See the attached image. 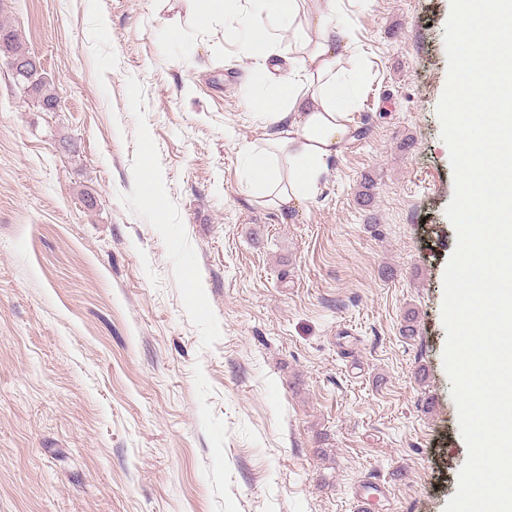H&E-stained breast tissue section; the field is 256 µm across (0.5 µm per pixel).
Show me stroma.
<instances>
[{"mask_svg":"<svg viewBox=\"0 0 512 512\" xmlns=\"http://www.w3.org/2000/svg\"><path fill=\"white\" fill-rule=\"evenodd\" d=\"M269 0H0V512H444L467 450L443 366L456 237L436 106L450 0H338L354 134L256 204ZM372 182L373 201L359 195ZM414 317L416 332L402 328ZM0 51L7 55L9 61L19 57H31L18 42L16 34L2 23H0ZM15 81L19 85L26 86V89L35 93L40 105L43 101L58 99L50 84L39 78L38 71L31 72L28 78H22Z\"/></svg>","mask_w":512,"mask_h":512,"instance_id":"obj_1","label":"stroma"}]
</instances>
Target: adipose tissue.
I'll use <instances>...</instances> for the list:
<instances>
[{"instance_id":"ef3b65f1","label":"adipose tissue","mask_w":512,"mask_h":512,"mask_svg":"<svg viewBox=\"0 0 512 512\" xmlns=\"http://www.w3.org/2000/svg\"><path fill=\"white\" fill-rule=\"evenodd\" d=\"M289 32H302L288 59L276 48L277 33L255 32L242 43L254 72L277 77L280 97L258 104L272 131L251 158V182L257 199L294 206L308 198L351 134L341 100L349 93L339 81L354 52L333 20L336 0H277Z\"/></svg>"}]
</instances>
